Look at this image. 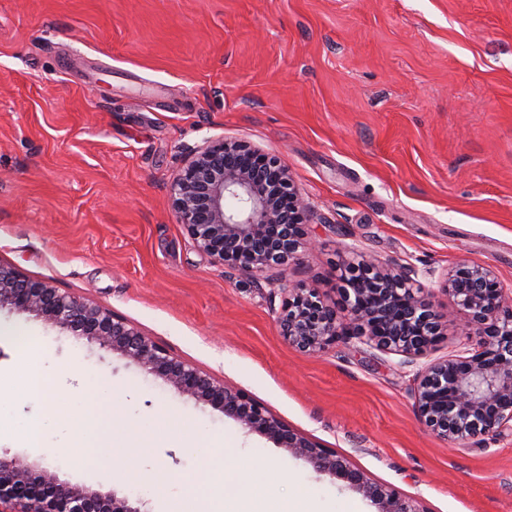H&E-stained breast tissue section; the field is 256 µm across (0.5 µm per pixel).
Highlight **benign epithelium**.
Instances as JSON below:
<instances>
[{"label":"benign epithelium","instance_id":"7a95c632","mask_svg":"<svg viewBox=\"0 0 512 512\" xmlns=\"http://www.w3.org/2000/svg\"><path fill=\"white\" fill-rule=\"evenodd\" d=\"M169 201L194 246L213 263L261 273L286 268L311 250L309 207L288 168L274 154L246 142L207 139L179 168ZM356 288L342 290L340 319L315 287L276 284L270 298L280 336L289 346L321 355L354 341L409 361L442 337L451 314L435 311L414 287L418 272L375 259L350 263ZM466 316L462 328L477 337L469 355L418 366L411 396L420 422L451 443L512 429V292L487 268L463 265L447 280ZM25 313L78 342L119 353L182 394L218 410L308 462L315 472L348 485L376 512H424L414 497L370 479L350 461L298 433L243 391L213 379L174 356L111 309L31 279L0 262V311ZM140 497H119L73 484L18 454L0 452V512H146Z\"/></svg>","mask_w":512,"mask_h":512}]
</instances>
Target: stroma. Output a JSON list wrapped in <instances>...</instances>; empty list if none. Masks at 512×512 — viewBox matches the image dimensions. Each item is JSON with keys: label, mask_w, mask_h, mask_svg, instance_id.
Segmentation results:
<instances>
[{"label": "stroma", "mask_w": 512, "mask_h": 512, "mask_svg": "<svg viewBox=\"0 0 512 512\" xmlns=\"http://www.w3.org/2000/svg\"><path fill=\"white\" fill-rule=\"evenodd\" d=\"M216 137L279 156L311 204L316 245L288 269L214 264L169 208L188 149ZM351 245L418 268L442 313L460 263L512 286V0H0V261L112 309L423 512H512V432L449 444L419 423L402 356L282 341L271 283L342 310ZM32 362L45 397L16 418L77 413L89 383L130 423L161 406L173 422L108 476L52 454L80 447L71 432L50 429L47 449L0 442L71 483L166 512L131 470L164 469L178 494L220 439L228 466L278 468L306 512H375L121 354L1 311L0 370ZM184 423L203 433L196 447Z\"/></svg>", "instance_id": "1"}]
</instances>
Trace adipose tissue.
I'll use <instances>...</instances> for the list:
<instances>
[{
	"label": "adipose tissue",
	"mask_w": 512,
	"mask_h": 512,
	"mask_svg": "<svg viewBox=\"0 0 512 512\" xmlns=\"http://www.w3.org/2000/svg\"><path fill=\"white\" fill-rule=\"evenodd\" d=\"M51 421L82 437L83 448L71 457V465L76 469L95 467L102 470L110 465L115 457L113 436L126 428L116 404L101 408L95 392L89 390L76 416L52 408L46 415L28 418L20 426L12 419L0 416V439L8 438L33 448L42 447L47 424ZM278 481V470L262 463L231 471L223 464H216L204 475L187 482L176 496L167 493L168 478L164 470H155L147 478L157 496L164 499L169 512H224L225 503L237 501L263 502L265 512H291L290 502L274 494Z\"/></svg>",
	"instance_id": "1"
}]
</instances>
